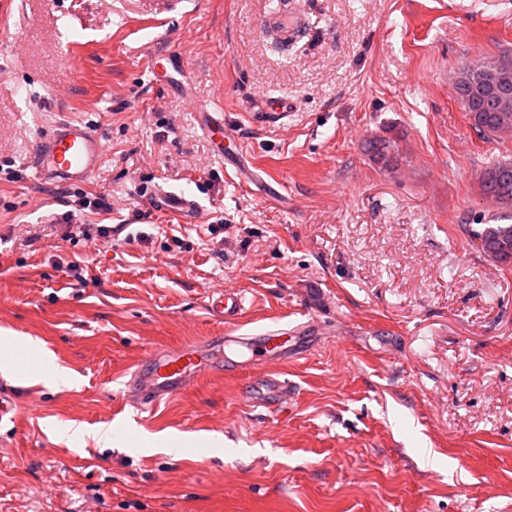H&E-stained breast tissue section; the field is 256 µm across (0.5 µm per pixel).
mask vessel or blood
Here are the masks:
<instances>
[{
    "mask_svg": "<svg viewBox=\"0 0 512 512\" xmlns=\"http://www.w3.org/2000/svg\"><path fill=\"white\" fill-rule=\"evenodd\" d=\"M261 32L288 45L302 36L304 20L296 12L276 10L264 18ZM197 115L206 133L227 134L222 109L203 107ZM103 158L102 140L91 126L78 120H64L56 124L49 136L39 139L27 167L33 180L40 184L82 183L95 173ZM147 206L155 213L174 216L183 224L199 223L202 215L197 199L183 192L157 190L149 196ZM207 307L230 329L228 335L220 337V344L231 343L232 332L241 328L243 296L235 290L221 288L209 295ZM306 332V326L299 325L290 330L275 329L257 336L241 337L240 342L248 350L249 357L238 362V369L265 360L282 364L302 355L305 351L302 338ZM199 348V343L189 342L173 350L155 352L137 362L129 372L125 396L131 398L135 407L152 408L182 393L201 377L226 372V365L203 363ZM288 393L286 381L266 374L251 386L249 399L253 405L270 410L287 398Z\"/></svg>",
    "mask_w": 512,
    "mask_h": 512,
    "instance_id": "obj_1",
    "label": "vessel or blood"
}]
</instances>
